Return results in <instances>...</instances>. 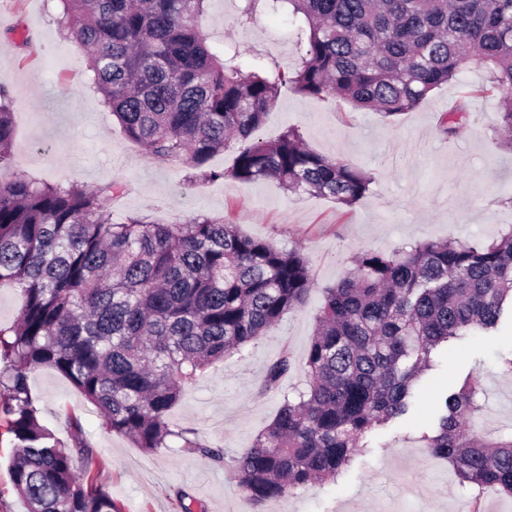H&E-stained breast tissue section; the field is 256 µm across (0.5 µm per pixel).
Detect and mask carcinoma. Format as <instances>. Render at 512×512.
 Segmentation results:
<instances>
[{
	"instance_id": "cac0c4a2",
	"label": "carcinoma",
	"mask_w": 512,
	"mask_h": 512,
	"mask_svg": "<svg viewBox=\"0 0 512 512\" xmlns=\"http://www.w3.org/2000/svg\"><path fill=\"white\" fill-rule=\"evenodd\" d=\"M62 37L81 46L91 85L126 135L158 161H186L199 185L228 174L274 179L351 207L375 176L308 149L294 128L256 138L281 89L333 98L394 121L474 64L499 96L495 134L512 149V0H244L243 18L284 16L292 70L214 44L199 21L210 0H59ZM467 91L441 114L453 140L466 123ZM13 95L0 81V287L19 291V317L0 325V422L15 451L8 472L27 512H119L106 486L79 471L97 450L80 417L69 444L39 418L29 373L47 367L98 410L106 429L145 453L178 448L224 464V450L171 412L213 364L268 335L313 287L300 249H280L209 217L189 224L112 218L123 191L41 182L14 163ZM228 173L210 167L230 140ZM512 311V229L472 246L425 240L365 251L323 289L304 356L308 390L285 399L234 478L253 504L334 481L374 428L406 416L431 354L464 334L496 329ZM285 351L262 390L291 371ZM480 388L465 382L437 407L429 452L459 481L512 495V433L474 429Z\"/></svg>"
}]
</instances>
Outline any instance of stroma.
Segmentation results:
<instances>
[{"label": "stroma", "instance_id": "stroma-1", "mask_svg": "<svg viewBox=\"0 0 512 512\" xmlns=\"http://www.w3.org/2000/svg\"><path fill=\"white\" fill-rule=\"evenodd\" d=\"M242 6L243 0H211L201 30L293 68L297 54L285 19L260 14L245 22ZM55 14L56 0H0V79L9 82L14 97L16 169L42 181H74L91 189L123 183L124 193L109 203L117 217L135 215L155 224L210 217L279 247L300 248L314 281L301 309L243 353L207 369L171 415L174 424L198 429L208 445L224 449V465L175 448L143 453L106 430L97 409L65 378L48 368L31 371L40 419L57 437H68L66 413L80 416L98 450L87 466L89 475L107 487L123 512H181L180 489L195 498V512H512V497L460 485L448 462L425 448L436 429L434 404L448 387L472 379L485 391L478 432L492 437L512 430V375L502 370L503 358L512 356L508 320L495 331L458 337L433 352L432 368L418 384L416 409L366 434L337 481L255 506L247 503L230 464L271 423L284 396L307 389L301 363L323 290L345 276L354 255L429 239L481 245L512 226V203L503 194L512 190V149L491 130L496 97L472 99L456 139H446L437 126L440 113L464 87L487 83L486 69L472 66L462 83L435 90L394 122L332 99L282 90L260 138L271 141L294 127L315 152L374 173L371 192L346 209L328 198L286 192L272 179L244 183L225 176L189 184L183 162L156 161L125 135L89 88L87 57L61 38ZM285 351L294 357L295 369L278 389L262 391L267 367Z\"/></svg>", "mask_w": 512, "mask_h": 512}]
</instances>
